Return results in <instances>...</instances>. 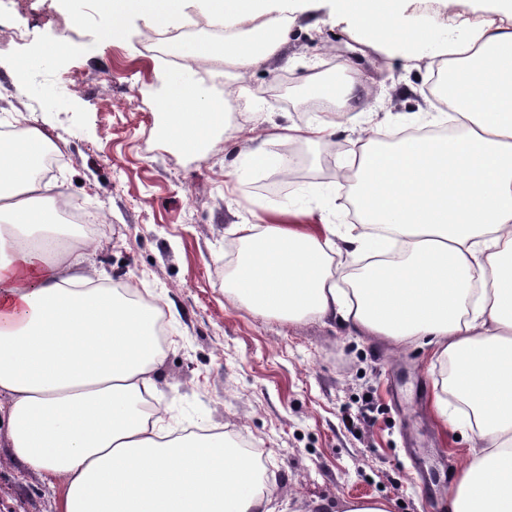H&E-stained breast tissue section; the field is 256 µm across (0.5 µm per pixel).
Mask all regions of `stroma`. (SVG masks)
Returning <instances> with one entry per match:
<instances>
[{"mask_svg":"<svg viewBox=\"0 0 512 512\" xmlns=\"http://www.w3.org/2000/svg\"><path fill=\"white\" fill-rule=\"evenodd\" d=\"M55 16L68 28L52 24ZM0 24L26 30L23 41L0 47V125L36 126L53 137L63 153L56 179L74 206L103 217L97 266L113 284L159 297L165 357L157 382L176 430L220 426L256 449L265 458L263 481L287 499L288 512L363 497L385 499L392 512H443L479 442L457 403L444 418L433 410L444 367L429 348L318 320L289 323L235 303L224 290L235 247L228 225L258 223L271 204L349 221L340 158L269 136L274 122L325 118L302 99L322 82L319 67L413 86L404 96L376 97L382 119L434 111L425 71L357 40H337L345 26L331 0H301L281 56L243 72L251 100L226 94L223 62L195 64L197 79L221 96L226 126L202 153L187 154L162 134L160 77L176 67L145 53L153 24L131 15L122 39L102 40L96 0H0ZM34 58L42 66L27 68ZM68 73L79 81L60 104L49 91ZM285 81L284 105L274 91ZM253 133L266 138L269 152L296 155L290 177L250 166ZM0 501L13 512L59 508L58 494L3 447Z\"/></svg>","mask_w":512,"mask_h":512,"instance_id":"stroma-1","label":"stroma"}]
</instances>
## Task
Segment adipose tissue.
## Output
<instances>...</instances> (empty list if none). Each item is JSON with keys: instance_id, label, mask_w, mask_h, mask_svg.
Masks as SVG:
<instances>
[{"instance_id": "ef3b65f1", "label": "adipose tissue", "mask_w": 512, "mask_h": 512, "mask_svg": "<svg viewBox=\"0 0 512 512\" xmlns=\"http://www.w3.org/2000/svg\"><path fill=\"white\" fill-rule=\"evenodd\" d=\"M369 48L443 80L454 135H400L371 123L344 168L355 224L289 223L282 209L233 224L228 293L293 323L336 322L372 336L423 342L450 364L434 395H455L480 446L445 512H512V0H440L446 18L416 19L413 0H333ZM220 39L177 46L187 61L242 70L268 62L295 23L288 0H204ZM120 19L187 21L186 0H99ZM368 81L323 82L321 99L362 107ZM164 133L197 152L224 125L223 103L169 78ZM335 121L274 125L276 138L335 146ZM49 145L33 130L0 138V443L14 463L60 489V512H276L256 465L220 432L175 435L154 398L164 352L159 304L106 287L87 264L93 236L59 223V186L34 175Z\"/></svg>"}]
</instances>
